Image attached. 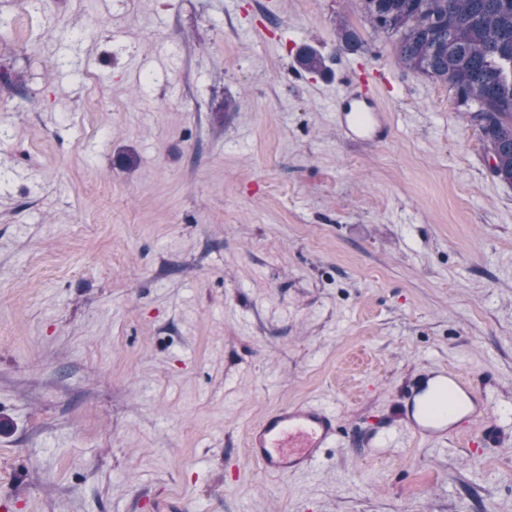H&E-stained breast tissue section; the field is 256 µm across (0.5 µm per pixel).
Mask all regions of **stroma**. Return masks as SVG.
Returning a JSON list of instances; mask_svg holds the SVG:
<instances>
[{"label": "stroma", "instance_id": "stroma-1", "mask_svg": "<svg viewBox=\"0 0 512 512\" xmlns=\"http://www.w3.org/2000/svg\"><path fill=\"white\" fill-rule=\"evenodd\" d=\"M0 71V512H512V185L353 0H0ZM439 365L491 408L431 443L396 410ZM306 400L340 442L265 473ZM360 96L340 105L339 112L343 115L338 129L350 132L357 139L366 141L377 137L386 127V119L375 91L367 79H360ZM341 432L338 417L322 403L283 406L251 428L248 456L271 475L309 472L338 443Z\"/></svg>", "mask_w": 512, "mask_h": 512}]
</instances>
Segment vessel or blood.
<instances>
[{"mask_svg":"<svg viewBox=\"0 0 512 512\" xmlns=\"http://www.w3.org/2000/svg\"><path fill=\"white\" fill-rule=\"evenodd\" d=\"M340 131L366 141L386 127L385 115L368 81L359 97L343 103ZM488 398L458 371L434 368L415 378L404 394L400 419L406 431L426 440L448 438L489 410ZM341 437L336 414L324 404L304 401L267 413L248 435V455L265 473L290 475L313 470Z\"/></svg>","mask_w":512,"mask_h":512,"instance_id":"vessel-or-blood-1","label":"vessel or blood"}]
</instances>
